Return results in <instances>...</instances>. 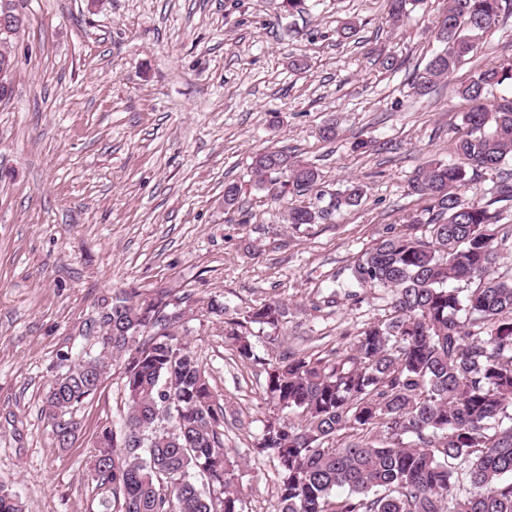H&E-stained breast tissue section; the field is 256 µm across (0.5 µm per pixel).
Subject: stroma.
<instances>
[{"mask_svg": "<svg viewBox=\"0 0 512 512\" xmlns=\"http://www.w3.org/2000/svg\"><path fill=\"white\" fill-rule=\"evenodd\" d=\"M445 6L421 0L397 23L385 0H309L293 17L280 0H19L13 93L0 101V483L25 512H106L86 469L97 431L124 409L119 372L75 411L70 447H57L42 400L65 356L99 352L86 322L131 293L183 298L246 512H268L273 462L247 454L279 414L266 361L346 356L366 323L386 318L389 294L348 287L350 266L387 228L426 217L409 182L452 158L469 108L456 87L512 62L507 12L420 93L414 75L438 49L430 32ZM347 21L357 31L343 41ZM384 51L395 69L380 65ZM262 149L315 166L322 190L360 182L361 204L292 228L289 206L315 197H266L250 170ZM229 182L241 189L230 211ZM213 298L231 318L277 299L287 321L274 339L250 326L257 357L244 362L206 312Z\"/></svg>", "mask_w": 512, "mask_h": 512, "instance_id": "stroma-1", "label": "stroma"}]
</instances>
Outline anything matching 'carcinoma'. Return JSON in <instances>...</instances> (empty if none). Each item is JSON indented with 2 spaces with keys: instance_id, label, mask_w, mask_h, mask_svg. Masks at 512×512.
I'll return each instance as SVG.
<instances>
[{
  "instance_id": "obj_1",
  "label": "carcinoma",
  "mask_w": 512,
  "mask_h": 512,
  "mask_svg": "<svg viewBox=\"0 0 512 512\" xmlns=\"http://www.w3.org/2000/svg\"><path fill=\"white\" fill-rule=\"evenodd\" d=\"M422 0H387L398 22ZM503 0H447L431 37L440 45L414 76L430 90L477 52L499 22ZM512 63L482 70L456 93L471 103L454 140L457 161L418 169L412 191L432 201L418 235L392 231L350 267L351 285L392 293L390 317L356 335L337 361L288 353L266 370L270 400L297 415L273 419L250 448L273 456L271 512H512V278L494 277L498 202H512ZM258 186L272 200L318 188L316 167L269 150L253 158ZM484 170L499 173L486 202L464 201L459 188ZM351 181L322 207L296 206L287 223L324 224L356 207ZM479 279L468 294L453 281ZM286 310L270 299L231 322L225 340L255 358L258 324L278 333ZM95 325L103 349L58 375L42 412L61 448L75 439L73 410L93 397L112 365L121 370L126 412L102 426L87 478L112 498V512H244L235 464L224 454V406L205 368L179 336L180 303L161 295L141 302L115 296ZM207 478L204 494L194 475ZM467 486L461 487L460 476ZM347 495L336 497V489ZM0 512H23L20 496L0 485Z\"/></svg>"
}]
</instances>
